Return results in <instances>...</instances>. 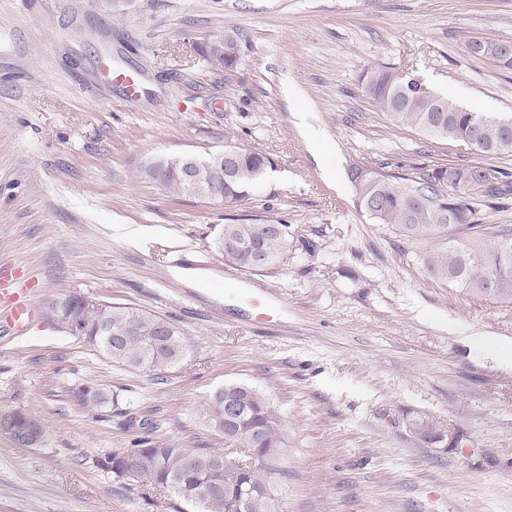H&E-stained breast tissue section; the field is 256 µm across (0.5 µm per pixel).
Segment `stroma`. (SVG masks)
<instances>
[{
	"label": "stroma",
	"mask_w": 512,
	"mask_h": 512,
	"mask_svg": "<svg viewBox=\"0 0 512 512\" xmlns=\"http://www.w3.org/2000/svg\"><path fill=\"white\" fill-rule=\"evenodd\" d=\"M235 31L240 59L213 68L196 46ZM512 41V0H0V274L23 271L38 313L0 334V412L46 427L37 447L0 432V512H187L171 492L112 474L143 436L223 450L200 411L230 383L278 408L284 512H512V304L427 275L432 243L359 210L351 168L416 176L488 155L385 119L364 70L418 76L475 112L512 113V69L469 40ZM119 73L136 76L130 98ZM232 143L272 165L237 205L170 193L144 169ZM288 226L276 266L246 272L216 243L225 224ZM115 224L142 227L136 247ZM78 294L170 320L188 353L162 377L112 364L57 329L47 303ZM270 305L256 321L248 300ZM116 408L71 398L80 383ZM430 417L456 444L411 428ZM72 395L83 405L108 407L109 405L117 407V395L110 393L109 390L97 383L80 384L73 388Z\"/></svg>",
	"instance_id": "stroma-1"
}]
</instances>
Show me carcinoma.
<instances>
[{
  "label": "carcinoma",
  "instance_id": "carcinoma-1",
  "mask_svg": "<svg viewBox=\"0 0 512 512\" xmlns=\"http://www.w3.org/2000/svg\"><path fill=\"white\" fill-rule=\"evenodd\" d=\"M362 91L379 111L395 125L414 127L440 139L464 143L480 139V152L488 155L512 153V116H489L470 112L448 96L430 87L411 86L403 72L393 67H374L361 76ZM269 159L259 152L243 150L239 165L231 176L215 170L211 180L224 197L242 202L265 176ZM481 166H435L414 178L383 176L360 179L350 173L358 208L367 202L376 205L373 215L397 235L408 240H448L444 249L428 252L423 258L425 270L432 278L461 288L475 296L497 303L512 304V228L503 227L492 239L478 234V215L487 198L512 194L509 174L499 172L497 183L487 189L483 200L471 205L464 190L448 183L468 174L482 178ZM144 173L185 196L187 191L176 166L148 165ZM420 194L416 201L409 190ZM259 245L267 261L276 265L288 253L292 242L266 224H226L219 251L224 261L244 271L261 270L251 252ZM77 296L69 294L47 304L50 316L65 330L64 316ZM107 321L112 330L127 336L110 342L99 335V325ZM160 318L141 310L99 304L88 310L83 323L85 343L112 363L135 371L165 372L176 367L187 349L183 333L176 327L171 335L157 336ZM72 395L89 406H118V398L97 383L80 384ZM240 404L235 425L226 420L230 403ZM206 424L224 435L236 453V464L219 469L216 462L226 458L222 452L198 451L170 447L145 438L134 448L115 452L108 458V468L117 477L144 479L167 489L196 512H282L280 501L268 494L275 477H288V445L277 408L262 393L245 385H226L216 391L203 407ZM415 434L425 441L439 442L442 435L429 417L412 423Z\"/></svg>",
  "mask_w": 512,
  "mask_h": 512
}]
</instances>
